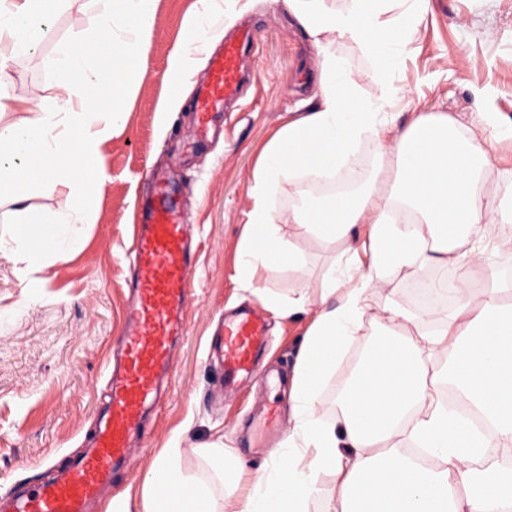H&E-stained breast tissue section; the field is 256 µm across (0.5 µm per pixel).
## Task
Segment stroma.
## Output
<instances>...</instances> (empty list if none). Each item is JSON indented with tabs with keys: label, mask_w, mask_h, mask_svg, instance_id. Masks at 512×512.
<instances>
[{
	"label": "stroma",
	"mask_w": 512,
	"mask_h": 512,
	"mask_svg": "<svg viewBox=\"0 0 512 512\" xmlns=\"http://www.w3.org/2000/svg\"><path fill=\"white\" fill-rule=\"evenodd\" d=\"M101 8L100 0H70L49 21L38 51L56 52L82 36ZM200 8L199 0H156L154 27L138 62L144 78L129 83L125 124L104 147L107 178L79 250L44 270L43 288L25 287L20 263L0 254V494L43 479L46 462L65 463L83 448L107 392V361L125 310L129 269L123 257L153 172L165 174L179 193L198 239L196 272L172 384L149 420L145 451L113 493L127 490L140 498L165 448H179L182 468L194 473L202 464L198 449L220 439L249 469L258 468L278 447L266 438L268 402L281 409L280 438L288 435L292 373L310 318L281 316L241 289L236 257L259 156L313 107L320 50L281 0H213L222 29L246 25L253 44L239 100L217 119L218 134L201 135L193 102L206 51L186 47V24ZM336 54L355 74L360 96L383 99L390 88L401 89L392 108L397 127L446 115L483 141L490 160L487 190L512 184V139L498 137L497 126L482 119L489 111L497 125H512V0H426L410 51L387 84L357 45H339ZM179 61L190 77L175 100L168 76ZM11 74L17 97L47 103L62 81L25 60L13 62ZM281 232L305 254L308 293L317 296L342 245L296 236L290 224ZM238 306L264 316L269 343L247 386L217 404L211 390L220 370L207 348L221 314ZM371 332L363 327L329 377L320 397L324 416H332L336 391L359 363Z\"/></svg>",
	"instance_id": "35a3bbf8"
}]
</instances>
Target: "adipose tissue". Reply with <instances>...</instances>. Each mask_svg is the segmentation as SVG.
I'll return each instance as SVG.
<instances>
[{
  "label": "adipose tissue",
  "mask_w": 512,
  "mask_h": 512,
  "mask_svg": "<svg viewBox=\"0 0 512 512\" xmlns=\"http://www.w3.org/2000/svg\"><path fill=\"white\" fill-rule=\"evenodd\" d=\"M63 0H0V197L16 205L0 253L43 267L82 243L93 192L104 184V143L125 121V90L142 78L134 63L151 31L155 0H105L81 42L52 55L36 45ZM322 50L316 103L281 132L263 153L251 187L237 253V276L251 290L260 273L303 275L306 259L280 233L294 224L327 243L341 242L345 261L332 266L317 298L306 292L268 306L288 315L312 313L293 371L291 428L279 450L247 472L234 449L215 442L201 449L210 473L189 474L180 451L164 449L151 469L141 512H512V466L497 453L512 452V281L490 277L480 300L466 279L455 304L431 332L411 335L417 315L396 304L370 315L368 300L390 272L422 276L459 258L480 267L473 244L497 229L501 253L512 260V189L485 188L484 144L445 116H425L396 128L385 103L361 97L354 75L333 51L358 44L380 78H389L410 44L420 0H284ZM112 54L103 69L93 49ZM25 58L40 69L69 75L53 105L19 102L11 91V65ZM371 139L377 165L359 192L323 186L356 164L362 139ZM300 189L288 210L269 205L284 180ZM45 196L67 189L64 211L25 206L21 190ZM366 256V267L356 264ZM377 325L370 351L351 374L333 417L318 404L324 384L365 322ZM450 361L457 390L490 428L449 411L428 382V363ZM249 474L245 501L235 497ZM332 476L326 487L323 476Z\"/></svg>",
  "instance_id": "adipose-tissue-1"
}]
</instances>
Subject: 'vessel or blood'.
<instances>
[{
	"instance_id": "b4317fda",
	"label": "vessel or blood",
	"mask_w": 512,
	"mask_h": 512,
	"mask_svg": "<svg viewBox=\"0 0 512 512\" xmlns=\"http://www.w3.org/2000/svg\"><path fill=\"white\" fill-rule=\"evenodd\" d=\"M249 31L226 39L210 56L207 77L195 102L200 130H208L245 81L243 58ZM133 300L123 323L121 345L108 373V402L95 417L87 448L62 467L50 464L41 481L0 495V512H90L143 451L145 417L172 376L175 350L187 331L186 310L195 273L192 232L176 193L156 182L139 209L126 255ZM267 343L262 321L249 310L224 319L218 346L222 384L247 380Z\"/></svg>"
}]
</instances>
